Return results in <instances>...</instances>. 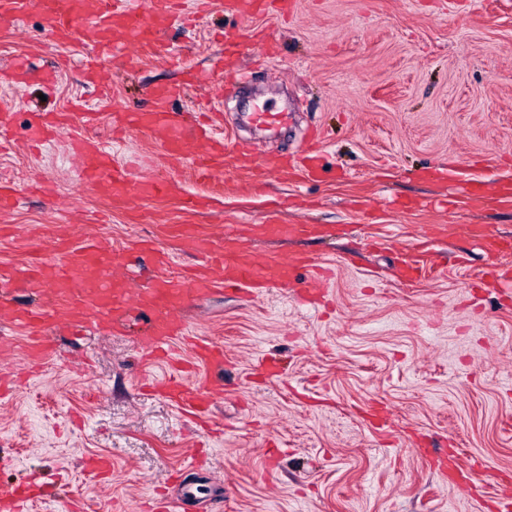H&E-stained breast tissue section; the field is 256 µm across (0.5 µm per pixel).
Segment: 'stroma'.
<instances>
[{
  "instance_id": "stroma-1",
  "label": "stroma",
  "mask_w": 512,
  "mask_h": 512,
  "mask_svg": "<svg viewBox=\"0 0 512 512\" xmlns=\"http://www.w3.org/2000/svg\"><path fill=\"white\" fill-rule=\"evenodd\" d=\"M181 2L187 23L164 32L177 63L98 59V85L83 71L93 45L53 42L33 11L0 27V96L17 101L0 182L19 189L4 221L37 229L44 248L56 225H95L138 284L157 253L175 274L196 264L181 250L183 226L216 236L227 224H324L331 237L250 248L315 255L334 271L325 304L280 288L194 301L193 335L224 349L222 371L189 377L224 380L204 427L152 391L172 369L134 336L62 335L33 369L26 331L0 325L18 381L0 398V451L16 475H64L90 512H144L150 487L167 512H512L498 495L512 476V293L474 290L488 259L466 232L484 224L512 238V201L496 185L512 179V0H294L284 16ZM225 32L255 37L231 85L214 67ZM192 74L174 111L222 112L216 137L257 157L297 154L320 130L321 175L272 177L257 191L228 169L208 208L175 193L116 210L78 180L67 134L27 140L33 113L81 104L115 162L196 191L188 157H166L162 133L112 134L113 113L147 109L151 90ZM262 106L292 112L281 134L245 126ZM474 178L485 183L477 200L462 190ZM428 224L458 227L431 254L442 271L402 283L398 253ZM262 359L279 377L260 372ZM97 456L111 463L103 480L84 468Z\"/></svg>"
}]
</instances>
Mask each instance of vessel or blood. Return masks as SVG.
<instances>
[{
    "label": "vessel or blood",
    "instance_id": "vessel-or-blood-1",
    "mask_svg": "<svg viewBox=\"0 0 512 512\" xmlns=\"http://www.w3.org/2000/svg\"><path fill=\"white\" fill-rule=\"evenodd\" d=\"M177 0H0V24H15L31 7L38 6L44 27L56 41L76 38L99 47L112 58L128 52L155 59L170 57L163 37L166 27L179 19ZM173 92L157 90L145 112L116 113L113 126L123 129L158 130L164 134V151L169 156L190 155L197 179L207 181L227 165L261 177L283 175L300 169L307 178L319 172L313 150H304L293 159L266 157L260 160L238 159L234 148L226 144L210 146L190 153V143L203 139L204 131H188L168 102ZM71 146L80 159L84 182L108 192L114 204H127L136 196L163 195L175 188L174 182L132 167L113 165L100 140L95 136L96 120L85 113L66 116ZM317 231L311 224H228L220 238L196 230H180L184 250L203 257L204 263L193 275L170 278L166 267H159L151 287H129L121 275L122 255L103 238L79 234L71 226L59 225L56 236L57 259L40 258L8 271H0V289L23 288L41 296L39 304L11 310L10 321L26 330L29 345L26 359L42 363L50 353L48 330L56 317H63L66 327L74 330L88 324L103 327L115 319L132 314L144 315L147 326L139 346L150 353L167 349L171 343L190 341L196 364L210 368L224 364V350L210 340L188 336L183 312L192 299L221 290L227 293H258L269 288L309 289L311 284L328 280L332 270L309 255L255 257L245 250V238L310 236ZM453 231L452 225L424 226L415 251L400 260V277L409 284L422 279L425 266L420 250L435 247ZM472 237L490 260L482 274L494 287L512 290V271L499 267V256L512 253V240L493 233L489 227L473 226ZM308 270V281L294 278L296 269ZM167 396L188 412H205L211 391L205 386L190 387L176 377L162 385ZM26 493L11 483L0 484V512H26Z\"/></svg>",
    "mask_w": 512,
    "mask_h": 512
}]
</instances>
